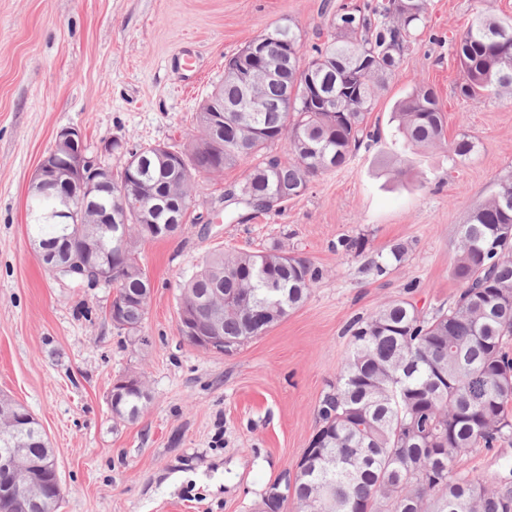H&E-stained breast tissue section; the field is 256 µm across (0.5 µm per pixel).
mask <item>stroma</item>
Segmentation results:
<instances>
[{
    "label": "stroma",
    "mask_w": 512,
    "mask_h": 512,
    "mask_svg": "<svg viewBox=\"0 0 512 512\" xmlns=\"http://www.w3.org/2000/svg\"><path fill=\"white\" fill-rule=\"evenodd\" d=\"M340 2L0 0V396L41 424L62 485L58 512H257L316 430L350 352L348 325L392 299L429 314L458 293V227L512 174V97L460 96L452 45L478 12L512 19V0H428L416 43L369 116L378 143L281 212L237 223L224 193L243 170L197 174L196 210L213 223L139 242L152 291L138 334L108 318L113 289L58 281L28 235L30 178L57 131L80 128L93 152L113 138L186 147L227 57L277 22L311 47L327 5ZM418 84L436 91L447 139H475L469 158L393 136L394 107ZM345 238L362 250L345 251ZM397 243L402 263L372 271ZM272 247L321 269L306 301L230 354L185 341L184 278L210 253ZM127 375L143 379L150 400L120 421L109 395ZM454 469L512 484V439L470 450Z\"/></svg>",
    "instance_id": "stroma-1"
}]
</instances>
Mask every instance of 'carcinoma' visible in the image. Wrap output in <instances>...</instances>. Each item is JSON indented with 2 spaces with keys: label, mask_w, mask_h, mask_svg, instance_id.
<instances>
[{
  "label": "carcinoma",
  "mask_w": 512,
  "mask_h": 512,
  "mask_svg": "<svg viewBox=\"0 0 512 512\" xmlns=\"http://www.w3.org/2000/svg\"><path fill=\"white\" fill-rule=\"evenodd\" d=\"M427 0H385L372 8L346 3L328 20L324 39L304 54L300 34L287 23L266 30L267 51H279L280 39L296 51L275 81L259 83L264 108L237 115L224 113L223 133L210 136L213 113L208 104L239 98L242 60L239 51L224 63V82L215 87L196 113L201 137L181 153L193 170L169 162L158 144L126 151L123 180L132 170L153 195L179 209L186 230L187 203L197 170L220 173L242 167L237 191L254 213L278 210L284 200L303 195L313 178L345 166L360 149L378 141L368 126L376 98L394 76L417 38ZM454 50L465 82L460 94L477 100L512 93V20L478 14L455 39ZM398 131L420 147L445 144L444 115L433 88L419 84L397 102ZM283 144L289 159L273 152ZM475 141L462 135L448 152L467 158ZM118 225L126 238L120 256L105 255L117 267L112 276L115 303L121 305L113 325L134 335L141 331L150 290L133 245L155 239L140 210ZM29 233L46 242L66 236L69 224H28ZM456 276L461 288L448 308L427 315L405 299L381 305L347 329L350 353L336 386L317 409L319 455L302 463L283 495L270 490L260 512H281L288 497L298 512H512V485L488 487L457 473L455 460L471 448H492L512 437V176L501 180L495 194L470 208L459 227ZM322 275L308 258L277 247L266 251L212 254L182 288V303L204 325L223 315L224 340L239 348L272 323L260 314L277 309L276 321L298 308ZM150 400L144 386L122 391L113 418L130 420ZM28 410L0 398V443L16 439L32 459L48 442ZM47 480L39 491L25 490L6 501L0 512H57Z\"/></svg>",
  "instance_id": "1"
}]
</instances>
